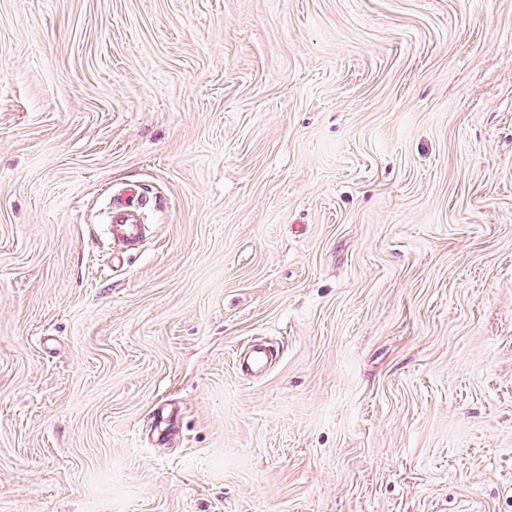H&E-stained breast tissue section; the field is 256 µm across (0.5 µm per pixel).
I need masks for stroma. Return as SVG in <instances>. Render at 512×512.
Returning <instances> with one entry per match:
<instances>
[{
  "mask_svg": "<svg viewBox=\"0 0 512 512\" xmlns=\"http://www.w3.org/2000/svg\"><path fill=\"white\" fill-rule=\"evenodd\" d=\"M0 512H512V0H0ZM142 205L141 193L135 188L119 189L112 195L109 232L112 240L118 242L127 255L133 254L145 237Z\"/></svg>",
  "mask_w": 512,
  "mask_h": 512,
  "instance_id": "1",
  "label": "stroma"
}]
</instances>
